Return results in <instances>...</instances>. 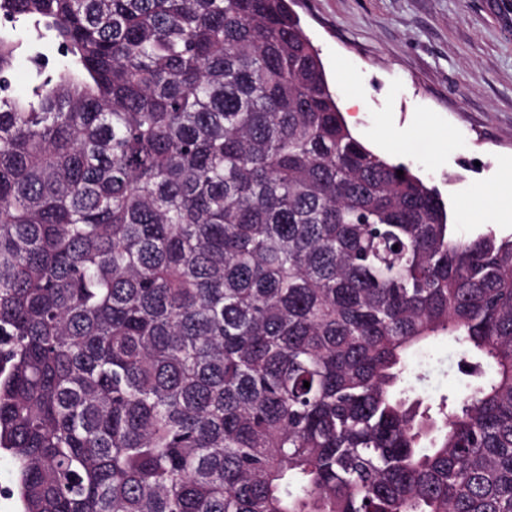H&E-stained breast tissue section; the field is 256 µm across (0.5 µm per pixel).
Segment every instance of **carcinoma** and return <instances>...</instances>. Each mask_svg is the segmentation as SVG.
<instances>
[{
  "label": "carcinoma",
  "mask_w": 512,
  "mask_h": 512,
  "mask_svg": "<svg viewBox=\"0 0 512 512\" xmlns=\"http://www.w3.org/2000/svg\"><path fill=\"white\" fill-rule=\"evenodd\" d=\"M289 3L0 0L20 512H512V236L353 135ZM460 358L461 350L452 340H436L423 350L409 354L407 380L417 393L431 400L464 393L467 378L457 371ZM418 374H423V380L415 379Z\"/></svg>",
  "instance_id": "1"
}]
</instances>
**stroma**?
<instances>
[{"label": "stroma", "mask_w": 512, "mask_h": 512, "mask_svg": "<svg viewBox=\"0 0 512 512\" xmlns=\"http://www.w3.org/2000/svg\"><path fill=\"white\" fill-rule=\"evenodd\" d=\"M339 96L359 97L353 134L436 186L457 235L512 180V0H297ZM460 348L408 356L417 393L465 392Z\"/></svg>", "instance_id": "obj_1"}]
</instances>
